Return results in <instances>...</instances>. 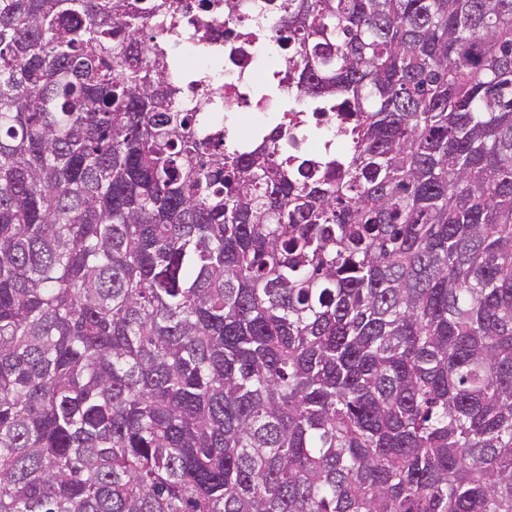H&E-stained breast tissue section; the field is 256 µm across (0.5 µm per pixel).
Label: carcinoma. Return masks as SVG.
<instances>
[{
  "label": "carcinoma",
  "instance_id": "1",
  "mask_svg": "<svg viewBox=\"0 0 512 512\" xmlns=\"http://www.w3.org/2000/svg\"><path fill=\"white\" fill-rule=\"evenodd\" d=\"M185 9L0 0V512H512V0H282L317 159ZM257 6V10L238 11L233 16L224 19V11L212 14V35L209 39H200L198 31L200 14L197 8L198 0H184L188 5L182 28L177 33H169L170 43H178L189 50L215 61L218 66L210 67L205 81L198 82V76H187L188 88L193 98L224 96V114L234 116L263 115L258 112L262 104H269L271 96H258L260 85L252 81L257 64L254 52L252 34L256 28L257 11L270 16L279 0H246ZM273 1V2H270ZM226 33V34H225ZM224 37H230L226 42L235 48L233 55L228 53L224 58ZM215 99V98H214ZM328 115L326 116H315L312 114H306V116L309 118L310 124H317L318 120L320 122L318 128L322 133L323 136V143L327 144L326 148L317 147L312 141L308 139V137L305 135V133L298 131L296 136V144L295 145H288V150L293 154H302L307 155L311 157H317L319 156L323 151L330 149H338V145H336V140L330 139L332 136V127L330 124V120L327 119Z\"/></svg>",
  "mask_w": 512,
  "mask_h": 512
}]
</instances>
